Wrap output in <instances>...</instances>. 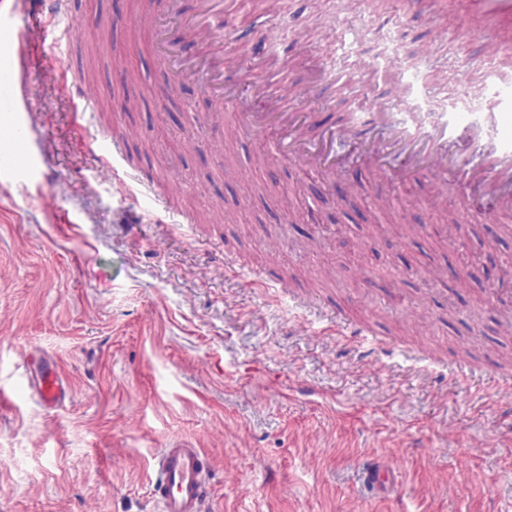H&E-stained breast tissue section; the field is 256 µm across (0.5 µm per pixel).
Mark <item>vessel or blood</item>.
<instances>
[{"instance_id": "vessel-or-blood-1", "label": "vessel or blood", "mask_w": 512, "mask_h": 512, "mask_svg": "<svg viewBox=\"0 0 512 512\" xmlns=\"http://www.w3.org/2000/svg\"><path fill=\"white\" fill-rule=\"evenodd\" d=\"M260 2L255 34L268 44L289 35L284 0H195L192 14L181 10L182 0H166V13L145 7L133 21L150 31L168 85L185 80L200 82L218 105L236 112L238 130L262 134L274 131L276 158L298 164L302 171L331 178L346 162L366 158L382 179L412 184L425 181L434 194L448 184L465 187L460 208L468 217L477 200L499 201L512 197V81L502 68H512V0H437L435 19L454 21L452 35L464 41L478 34L485 39L484 88L494 96L490 112H440L429 123L409 124L402 113L375 100L371 111L352 114L319 135L310 133V114L296 94L275 86L273 56L245 63L227 48L235 33L237 13ZM23 28L0 34V86L10 89L5 103L10 112H32L36 106L25 91L28 74L49 67L39 49L48 35L59 40L73 36L76 26L67 0H25ZM196 49L193 57L182 55L183 44ZM72 112L85 115L94 106L87 85L76 80L61 82ZM90 149L115 184L125 186L119 146L93 141ZM35 392L47 407L65 403L69 388L55 366L35 373ZM359 475L372 494L388 492L396 473L377 459L362 460ZM213 474L199 448L177 445L163 449L155 459L151 495L160 512H209Z\"/></svg>"}]
</instances>
